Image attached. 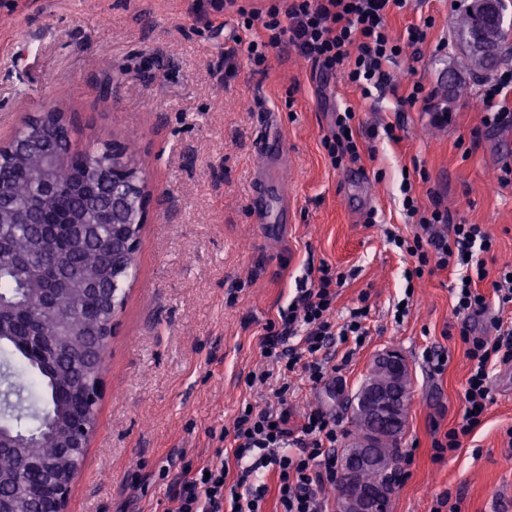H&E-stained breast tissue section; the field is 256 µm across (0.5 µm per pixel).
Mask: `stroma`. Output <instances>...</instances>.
Instances as JSON below:
<instances>
[{
  "label": "stroma",
  "instance_id": "obj_1",
  "mask_svg": "<svg viewBox=\"0 0 512 512\" xmlns=\"http://www.w3.org/2000/svg\"><path fill=\"white\" fill-rule=\"evenodd\" d=\"M467 5L406 0L394 9L395 31L426 17L433 26L421 47L390 65L392 87L365 100L339 77L321 79L288 45L274 51L267 73L242 53L225 73L237 19L211 0H0V142L29 114L53 107L76 115L75 147L116 134L132 140L152 187L136 276L105 354L107 391L67 512H169L182 464L212 461L218 434L232 428L243 403L274 402L268 387L246 383L263 362V327L307 268L324 263L349 275L334 321L367 301L369 336L352 353L336 345L346 363L335 382H295L286 396L292 415L318 408L335 416L347 447L350 397L376 356L398 350L412 393L390 512H436L448 492L461 512H512V366L491 379L483 425L435 457L433 440L462 417L469 371L452 313L453 276L443 270L415 282L408 315L395 320L410 260L383 234L387 224L407 237L416 230L401 206L406 169L421 206L436 189L449 223L486 225L497 240L490 271L512 262V183L498 179L512 165V125L483 126L474 107L482 77L460 72L466 97L449 85L460 56L454 29ZM416 81L452 112L450 124L399 103ZM348 106L361 125L399 124L400 140H378L360 162L337 169L322 141ZM475 128L481 136L472 147ZM263 137L284 157L275 172L288 187L284 224L259 223L251 206ZM430 348L448 356L442 374L423 359Z\"/></svg>",
  "mask_w": 512,
  "mask_h": 512
}]
</instances>
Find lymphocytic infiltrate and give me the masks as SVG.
Wrapping results in <instances>:
<instances>
[{"mask_svg": "<svg viewBox=\"0 0 512 512\" xmlns=\"http://www.w3.org/2000/svg\"><path fill=\"white\" fill-rule=\"evenodd\" d=\"M403 0H257L245 6L242 0H221L225 14L239 18V31L224 50L225 64H232L239 50L258 72L269 65L270 50L289 45L312 63L320 75L342 76L348 84L370 97L390 81L389 64L405 47L425 43L431 20L393 32L388 14L402 7ZM512 71L503 72L479 94L477 106L484 126L512 124ZM356 113L347 108L336 113L334 130L323 141L331 163L340 168L358 163L364 143L386 138L395 140L392 124L372 126L356 132ZM402 206L417 230L405 238L385 229L389 243L414 260L406 270V282L438 270L455 275L451 287L452 311L459 321V334L467 345L469 376L464 387L465 410L460 422L434 441L437 454L455 451L483 422L492 401L490 381L497 367L512 364V327L495 322V338L476 334L473 317L489 308L490 297L500 305L512 304V265L501 266L490 278L488 257L494 254V238L481 224H449L448 211L438 192H430L429 206H420L410 179L400 184ZM345 273L321 264L308 280L299 281L294 296L278 317L269 321L260 341L265 368L251 372L248 384L271 386L276 397H284L293 377L310 385L323 384L331 369V350L337 342L362 346L369 334L366 321L370 309L352 308L343 323L331 319ZM490 282L492 295L480 285ZM339 431L335 418L313 409L292 419L279 404H245L233 422L232 461H224L223 449L216 459L199 467L185 464L175 483L172 512H266L268 494H275L276 512H328L322 495L325 486L336 482V453ZM274 484H267V476Z\"/></svg>", "mask_w": 512, "mask_h": 512, "instance_id": "1", "label": "lymphocytic infiltrate"}]
</instances>
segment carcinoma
Listing matches in <instances>:
<instances>
[{"label": "carcinoma", "instance_id": "cac0c4a2", "mask_svg": "<svg viewBox=\"0 0 512 512\" xmlns=\"http://www.w3.org/2000/svg\"><path fill=\"white\" fill-rule=\"evenodd\" d=\"M66 117L47 116L23 128L30 148L0 161V375L26 373L43 408L0 412V509L55 512L52 490L82 464L85 449L64 441L82 425L95 427L86 400L89 381L102 373L96 351L111 332L125 284L136 272L135 252L112 248L113 238L138 242L141 225L112 223V189L97 157L118 138L72 148ZM47 150L63 160L40 174ZM91 224L90 238L73 221Z\"/></svg>", "mask_w": 512, "mask_h": 512}]
</instances>
